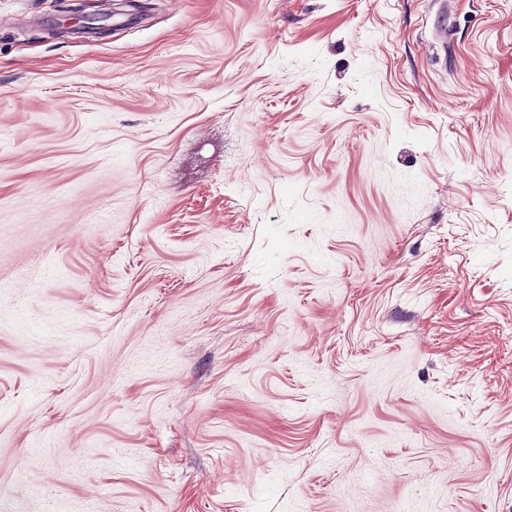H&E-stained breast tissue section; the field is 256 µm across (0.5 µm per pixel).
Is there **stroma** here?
Instances as JSON below:
<instances>
[{"mask_svg": "<svg viewBox=\"0 0 512 512\" xmlns=\"http://www.w3.org/2000/svg\"><path fill=\"white\" fill-rule=\"evenodd\" d=\"M0 0V512H512V0Z\"/></svg>", "mask_w": 512, "mask_h": 512, "instance_id": "obj_1", "label": "stroma"}]
</instances>
